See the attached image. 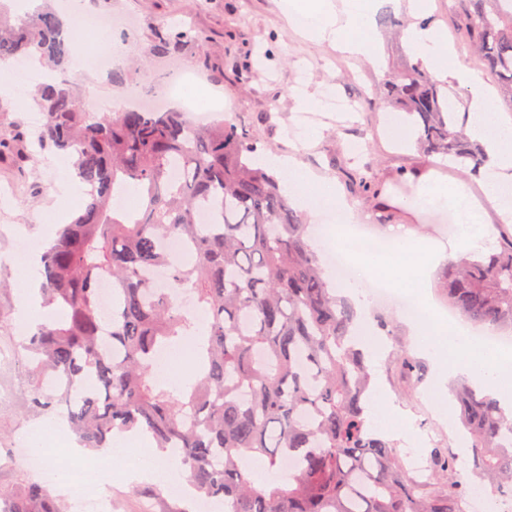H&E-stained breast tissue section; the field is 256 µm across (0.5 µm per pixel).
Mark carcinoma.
Here are the masks:
<instances>
[{
  "instance_id": "carcinoma-1",
  "label": "carcinoma",
  "mask_w": 512,
  "mask_h": 512,
  "mask_svg": "<svg viewBox=\"0 0 512 512\" xmlns=\"http://www.w3.org/2000/svg\"><path fill=\"white\" fill-rule=\"evenodd\" d=\"M459 38L512 96V0H464ZM151 53L189 56L190 29L163 31ZM65 22L50 7L14 18L0 0V62L33 58L63 70L76 53ZM390 96L414 117L416 144L474 173L486 155L465 132L467 120L440 95L420 66L389 84ZM88 92L65 80L43 83L35 105L44 114L39 151H63L95 191L62 225L40 256L44 304L63 316L26 337L52 393L34 405L59 408L80 447L111 446L133 431L167 457L177 456L195 498L224 512H463L469 491L512 498V411L484 389L455 390L469 435V467L435 444L423 469H408L396 442L375 433L366 416L374 377L351 336L359 316L336 295L308 224L279 178L254 158L248 126L221 121L189 129L181 112L141 105L125 112L89 111ZM365 198L375 193L373 167L348 172ZM135 192L133 211L113 205L116 190ZM208 212L204 224L200 214ZM186 246L174 261L163 242ZM167 271V287L150 276ZM448 305L465 321L512 334V232L497 252L459 255L443 270ZM112 281V327L104 336L99 285ZM189 295L207 321L177 305ZM194 337L186 389L159 388L155 355ZM404 375L423 380L420 361L395 352ZM277 478L258 481L252 463ZM0 512H60L51 487L32 483L4 497Z\"/></svg>"
}]
</instances>
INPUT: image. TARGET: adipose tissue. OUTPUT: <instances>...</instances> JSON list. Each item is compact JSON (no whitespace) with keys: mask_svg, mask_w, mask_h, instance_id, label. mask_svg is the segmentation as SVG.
Masks as SVG:
<instances>
[{"mask_svg":"<svg viewBox=\"0 0 512 512\" xmlns=\"http://www.w3.org/2000/svg\"><path fill=\"white\" fill-rule=\"evenodd\" d=\"M380 0H293L286 5L284 15L288 22H295L298 15L309 18L306 36L326 40L337 50L363 56L373 68H380L382 58L378 50L380 36L372 23ZM404 42L417 60L430 69L436 77L452 78L466 84L471 90V119L469 130L485 145L488 161L479 171V182L484 200L471 196L460 184H450L427 176L421 181L411 200L413 208L421 209L434 201H444L458 212L459 225L455 250L459 253L484 249L496 230L487 210L497 204V192L502 183L512 179V122L501 118L495 106L494 94L485 86L482 77L468 69L449 70L448 61L440 51L448 37L436 28L413 24L402 33ZM269 164L282 174L287 191L297 194L298 203L310 218H317L323 211L339 209L349 211L350 206L335 183L297 164L295 158L272 156ZM421 253L424 263L420 269V300H427L431 272L442 259L441 250L431 244L409 243L402 245L399 253H378L362 259V266L369 271L385 270L396 262L411 259ZM444 326L448 343L457 354L447 369L441 370L436 382V394L441 405H448V382L460 375L475 380L482 387L496 394L502 403L512 407V368L507 365L505 354L488 357L472 343L471 330Z\"/></svg>","mask_w":512,"mask_h":512,"instance_id":"obj_1","label":"adipose tissue"}]
</instances>
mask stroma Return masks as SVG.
<instances>
[{
	"label": "stroma",
	"instance_id": "35a3bbf8",
	"mask_svg": "<svg viewBox=\"0 0 512 512\" xmlns=\"http://www.w3.org/2000/svg\"><path fill=\"white\" fill-rule=\"evenodd\" d=\"M284 0H100L89 12L128 15L135 19L132 30L115 33L125 46L127 62L123 84L108 76L68 69L70 82L88 89L98 86L121 96L126 87L143 84L147 76L168 71L172 61L150 56L154 26L166 21L172 29H192L201 34L195 56L185 68L194 83L224 101L216 118L245 122L260 151L276 155L296 153L307 129L295 109L294 92L304 89L323 95L320 106L326 119L320 133L299 161L335 181L354 208V221L370 225L382 236L404 234L420 241L447 243L457 233L455 212L437 203L422 210L408 206L421 177L435 175L443 181L464 185L475 196L483 190L474 175L461 171L451 159L427 155L414 141L394 144L388 132L390 117L398 109L387 96V82L415 59L402 39V32L417 17L408 10L384 6L376 13L375 28L382 39L383 63L372 68L364 60L336 53L328 43L302 36L283 15ZM349 103L341 118H332L337 102ZM12 97L0 96V132L18 130L15 153L0 157V278L11 279V287L0 290V367L7 371L6 383L14 389L11 406L0 408V492L7 494L31 482L49 479L50 469L34 470L20 458V450L35 440L59 432L62 418L55 413H36L32 397L41 381L33 373L30 354L22 347L27 332L19 303L20 284L14 283V265L23 253L20 242L45 244L60 225L69 223L81 196L63 197L58 184L66 178L60 156L48 160L33 157L38 107L12 109ZM367 147L366 157L376 167L378 193L363 200L349 182L348 150ZM371 315L395 317L397 341L383 340L372 364L387 394L407 425V438L398 440L401 454L421 460L432 446L428 427L431 417L421 413L422 404H435L432 384L436 368L448 358L447 350L424 356L426 377L417 387L398 380L389 359L395 345L415 352L414 338L405 319L396 318L390 307L371 305ZM112 512H141L154 494L164 493L163 483L120 477L112 482Z\"/></svg>",
	"mask_w": 512,
	"mask_h": 512
}]
</instances>
